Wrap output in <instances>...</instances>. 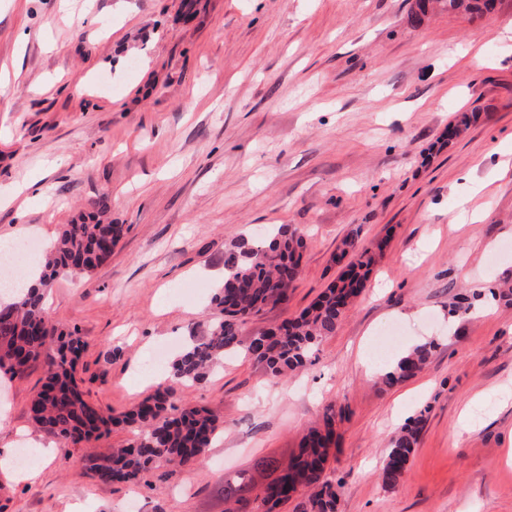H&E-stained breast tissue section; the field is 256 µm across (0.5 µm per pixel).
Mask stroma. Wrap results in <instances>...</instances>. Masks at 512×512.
<instances>
[{"label": "stroma", "mask_w": 512, "mask_h": 512, "mask_svg": "<svg viewBox=\"0 0 512 512\" xmlns=\"http://www.w3.org/2000/svg\"><path fill=\"white\" fill-rule=\"evenodd\" d=\"M412 3L0 0V238L23 224L48 247L101 202L127 228L92 275L49 290L50 320L86 343L87 401L118 414L168 379L147 358L217 318L231 242L280 224L307 239L287 303L247 336L337 280L355 259L344 239L377 253L314 366L274 379L240 354L174 384L175 404L209 408L224 430L169 481L98 482L89 457L127 445L130 428L67 445L28 418L41 365L0 379V448L26 438L52 452L30 481L0 469V512H126L133 498L140 512H224L225 477L291 456L330 409L340 512H512V305L485 295L512 277V170L499 167L512 151V0L420 25ZM35 179L38 197L23 189ZM472 295L471 313L452 314ZM428 339L423 371L381 383ZM421 411L404 480L385 490L378 471Z\"/></svg>", "instance_id": "obj_1"}]
</instances>
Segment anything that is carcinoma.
<instances>
[{
  "mask_svg": "<svg viewBox=\"0 0 512 512\" xmlns=\"http://www.w3.org/2000/svg\"><path fill=\"white\" fill-rule=\"evenodd\" d=\"M434 3L471 14L495 7V0H415L416 23L427 19ZM124 232L125 225L112 223L104 209L64 225L40 265L37 285L15 301H0V372L22 376L34 363L43 366L42 384L28 410L35 427L73 446L99 437L114 425L135 429L129 445L90 460L89 469L102 483L135 482L164 466L168 470L160 478L169 479L176 474L173 466L186 465L211 447L220 428L219 418L211 411L174 405L169 386L158 387L117 417L83 397L77 362L85 342L78 330L65 331L45 316L44 298L61 274L91 275L112 256V247ZM305 246L303 235L291 224L268 230L259 242L234 241L224 252V286L212 300L221 318L171 361L172 379L183 384L201 381L225 355L239 350L273 378L312 364L315 348L336 331L370 272L369 249L358 248L353 240L344 241L342 253L352 251L356 260L304 311L247 339L242 335L249 319L288 302V291L300 278ZM436 348L433 339L415 346L382 375L383 383L393 386L412 379ZM334 422L335 413H326L323 423L307 431L298 452L287 461L260 458L256 467L268 474L260 486H255L250 470L225 480V512H279L292 499L297 500L295 512H337L336 491L323 476L329 448L335 445ZM423 422L422 414L409 418L394 439L379 474L384 488L393 489L403 480Z\"/></svg>",
  "mask_w": 512,
  "mask_h": 512,
  "instance_id": "carcinoma-1",
  "label": "carcinoma"
}]
</instances>
